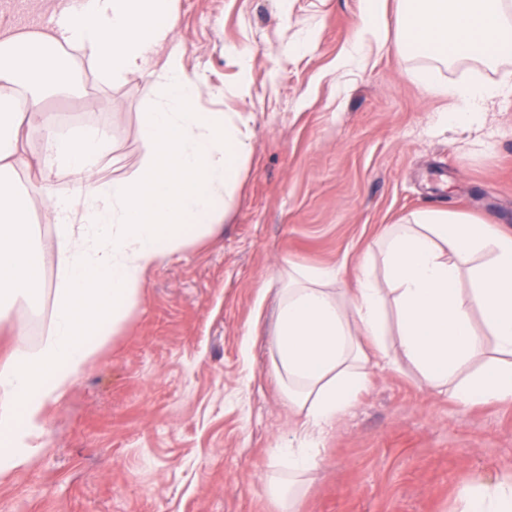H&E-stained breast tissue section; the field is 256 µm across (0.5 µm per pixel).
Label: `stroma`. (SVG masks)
<instances>
[{
	"instance_id": "35a3bbf8",
	"label": "stroma",
	"mask_w": 512,
	"mask_h": 512,
	"mask_svg": "<svg viewBox=\"0 0 512 512\" xmlns=\"http://www.w3.org/2000/svg\"><path fill=\"white\" fill-rule=\"evenodd\" d=\"M54 0H0V32L41 29ZM361 0H177L173 45L208 87L200 112L248 120L252 152L211 232L188 233L145 275L139 298L67 392L48 402L42 448L0 477V512H278L263 492L295 418L267 370L278 268L358 267L389 224L424 208L512 230V100L480 131L445 125L451 103L411 74L423 58L367 43L337 70ZM312 48L291 52L301 30ZM251 47L247 64L233 48ZM86 96H52L64 129H104L97 167L133 176L155 76L112 85L83 69ZM249 93L237 95L240 85ZM48 289L6 307L0 366L50 328L55 227L31 215ZM512 470V402L461 407L410 365L375 369L324 436L296 512H463L459 491Z\"/></svg>"
}]
</instances>
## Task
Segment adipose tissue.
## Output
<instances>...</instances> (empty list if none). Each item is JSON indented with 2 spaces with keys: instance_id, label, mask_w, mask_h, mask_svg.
I'll return each instance as SVG.
<instances>
[{
  "instance_id": "1",
  "label": "adipose tissue",
  "mask_w": 512,
  "mask_h": 512,
  "mask_svg": "<svg viewBox=\"0 0 512 512\" xmlns=\"http://www.w3.org/2000/svg\"><path fill=\"white\" fill-rule=\"evenodd\" d=\"M348 59L364 41L399 49L423 46L427 67L417 80L454 102L446 121L481 130L490 103L512 97V75L445 86L435 70L469 60L493 69L512 51L489 46L512 35V0H362ZM54 25L28 35L0 34V299L40 301L44 283L34 259L29 210L44 208L56 230L60 279L49 334L34 352L16 350L0 369V475L25 468L37 452L48 401L62 397L93 357L96 340L117 330L139 297L146 271L175 250L187 232L223 219L252 144L242 123L194 105L203 81L185 70L172 39L176 0H60ZM88 58L104 82L155 67L156 97L141 115L144 146L137 176L104 180L95 167L105 136L58 129L39 105L50 95L83 88L68 49ZM37 118L46 136L42 178L15 180L28 160L21 129ZM70 177L56 192L51 179ZM334 267L295 266L276 294L269 369L278 379L297 428L280 458L288 481H266L280 512H291L303 476L319 466V445L386 360L388 336L401 359L434 389L453 386L462 406L512 401V232L449 209H424L380 237L375 260L361 266L358 286L339 285ZM396 312L388 324L386 306ZM486 328L478 333L474 317ZM484 369L455 383L459 369ZM466 512H512V474L478 491L464 490Z\"/></svg>"
}]
</instances>
